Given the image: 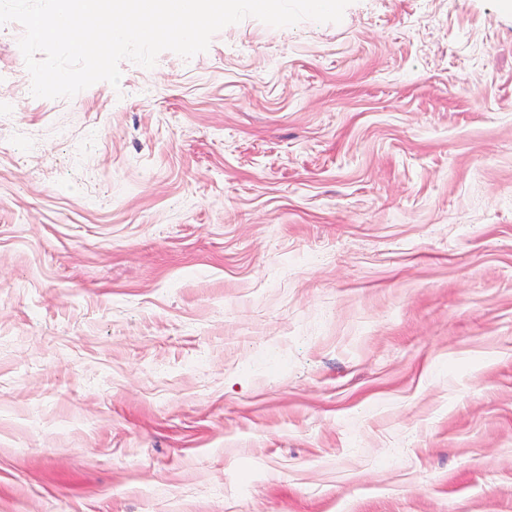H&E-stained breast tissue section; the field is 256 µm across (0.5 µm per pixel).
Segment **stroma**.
<instances>
[{
	"mask_svg": "<svg viewBox=\"0 0 512 512\" xmlns=\"http://www.w3.org/2000/svg\"><path fill=\"white\" fill-rule=\"evenodd\" d=\"M0 26V512H512V14L352 0L28 96Z\"/></svg>",
	"mask_w": 512,
	"mask_h": 512,
	"instance_id": "stroma-1",
	"label": "stroma"
}]
</instances>
